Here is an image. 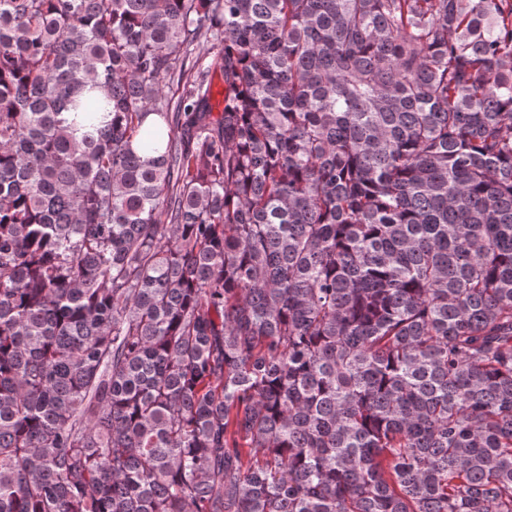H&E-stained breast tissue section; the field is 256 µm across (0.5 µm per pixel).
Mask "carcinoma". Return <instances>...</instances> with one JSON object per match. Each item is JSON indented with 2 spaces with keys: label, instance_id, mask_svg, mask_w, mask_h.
I'll return each instance as SVG.
<instances>
[{
  "label": "carcinoma",
  "instance_id": "cac0c4a2",
  "mask_svg": "<svg viewBox=\"0 0 512 512\" xmlns=\"http://www.w3.org/2000/svg\"><path fill=\"white\" fill-rule=\"evenodd\" d=\"M0 512H512V0H0Z\"/></svg>",
  "mask_w": 512,
  "mask_h": 512
}]
</instances>
